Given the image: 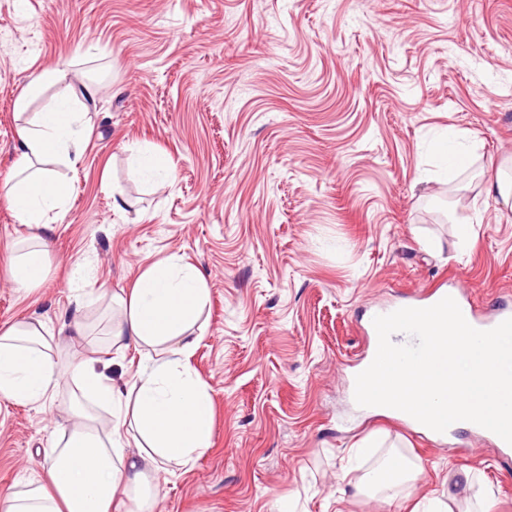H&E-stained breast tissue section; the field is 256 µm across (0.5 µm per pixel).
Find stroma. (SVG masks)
Here are the masks:
<instances>
[{"label":"stroma","mask_w":512,"mask_h":512,"mask_svg":"<svg viewBox=\"0 0 512 512\" xmlns=\"http://www.w3.org/2000/svg\"><path fill=\"white\" fill-rule=\"evenodd\" d=\"M66 76L27 117L97 87L74 187L54 214L46 275L10 280L27 236L0 204V328L75 313L119 388L143 353L105 344L122 294L176 256L206 275L190 365L214 405L212 446L155 474L152 512H405L358 492L396 452L417 465L413 497L512 512V457L460 430L444 442L354 406L348 379L378 304L465 280L483 309L512 307V210L485 187L512 169V0H0V179L17 161L15 101L31 77ZM473 146L436 177L432 143ZM156 149L170 180L133 156ZM478 220L462 244L455 219ZM0 400V499L42 477L76 393ZM364 470L348 471L364 439ZM132 163L138 173L147 181L165 182L172 175L166 160L150 149L142 150L136 154Z\"/></svg>","instance_id":"obj_1"}]
</instances>
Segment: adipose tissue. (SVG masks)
I'll return each instance as SVG.
<instances>
[{"mask_svg": "<svg viewBox=\"0 0 512 512\" xmlns=\"http://www.w3.org/2000/svg\"><path fill=\"white\" fill-rule=\"evenodd\" d=\"M85 113L70 100L55 102L18 130L21 162L0 183V202L30 231L33 250L14 258L11 277L22 290L45 275L40 244L50 228L48 215L63 208L69 183L46 169L53 160L76 167L86 141ZM119 316L108 328L109 346L133 343L149 348L145 366L127 391L115 389L81 353L63 357L50 343V329L35 320L0 329V399L15 404H42L53 397L62 375L78 381L74 422L55 442L42 482L10 492L5 512H112L120 492H133L138 512H150L147 470L170 463L188 465L212 445L213 402L207 385L193 372L190 358L199 341L194 330L206 306L204 273L171 257L152 266L129 293L111 295ZM111 409L103 426L97 407ZM130 435H123V428ZM134 443L136 459L126 456ZM412 466L395 457L381 470L365 474V486L386 500L413 479Z\"/></svg>", "mask_w": 512, "mask_h": 512, "instance_id": "1", "label": "adipose tissue"}]
</instances>
